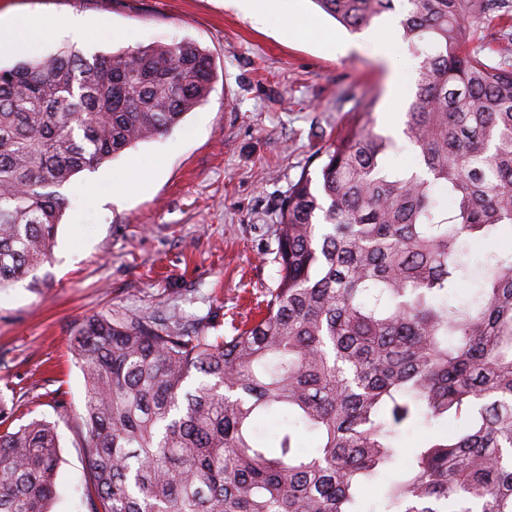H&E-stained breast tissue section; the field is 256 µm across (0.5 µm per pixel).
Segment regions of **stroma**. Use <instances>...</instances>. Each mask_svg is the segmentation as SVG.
<instances>
[{
	"mask_svg": "<svg viewBox=\"0 0 512 512\" xmlns=\"http://www.w3.org/2000/svg\"><path fill=\"white\" fill-rule=\"evenodd\" d=\"M79 17L85 38L0 47V68L64 46L115 53L190 40L209 51L208 99L172 132L137 143L64 186L52 256L0 289V399L16 424L44 419L59 436L52 512H89L79 418L85 384L71 352L76 325L96 314H177L194 328L255 314L278 280V208L315 151L360 121L374 98L375 130L406 111L391 68L371 48L346 54L322 38L340 25L313 0H278L264 21L235 0H0V15ZM297 23L301 37L285 33Z\"/></svg>",
	"mask_w": 512,
	"mask_h": 512,
	"instance_id": "1",
	"label": "stroma"
}]
</instances>
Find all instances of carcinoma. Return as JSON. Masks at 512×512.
Instances as JSON below:
<instances>
[{"instance_id":"carcinoma-1","label":"carcinoma","mask_w":512,"mask_h":512,"mask_svg":"<svg viewBox=\"0 0 512 512\" xmlns=\"http://www.w3.org/2000/svg\"><path fill=\"white\" fill-rule=\"evenodd\" d=\"M395 0H314L351 32ZM417 61L404 134L350 124L281 203L277 286L231 336L144 314L74 332L90 512H512V32L495 62L470 49L512 0H406ZM211 55L182 40L104 56L70 46L0 68V288L50 255L60 189L169 133L208 98ZM464 240L484 243L479 288ZM283 413L316 449L280 433ZM0 406V512H51L58 438ZM444 425L398 464L403 432ZM288 426L283 415H269L258 419L256 438L267 447H273L275 436Z\"/></svg>"}]
</instances>
